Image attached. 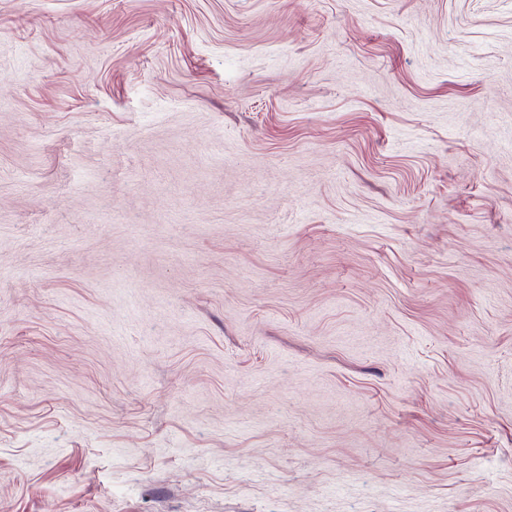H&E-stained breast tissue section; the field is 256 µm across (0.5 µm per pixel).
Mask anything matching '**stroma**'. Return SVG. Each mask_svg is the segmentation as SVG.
Instances as JSON below:
<instances>
[{
	"instance_id": "35a3bbf8",
	"label": "stroma",
	"mask_w": 512,
	"mask_h": 512,
	"mask_svg": "<svg viewBox=\"0 0 512 512\" xmlns=\"http://www.w3.org/2000/svg\"><path fill=\"white\" fill-rule=\"evenodd\" d=\"M0 512H512V0H0Z\"/></svg>"
}]
</instances>
